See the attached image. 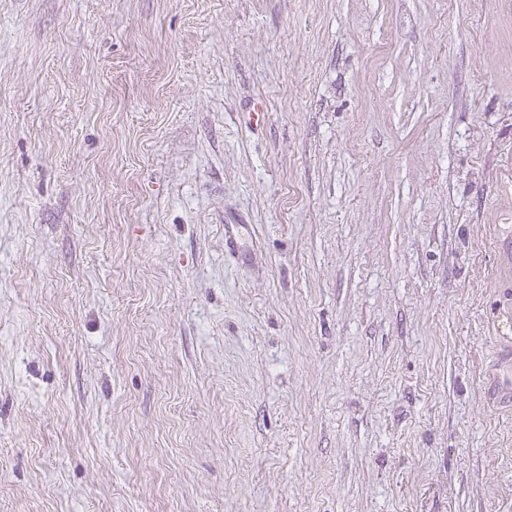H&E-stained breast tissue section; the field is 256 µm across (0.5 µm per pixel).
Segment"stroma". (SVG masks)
I'll return each mask as SVG.
<instances>
[{"mask_svg": "<svg viewBox=\"0 0 512 512\" xmlns=\"http://www.w3.org/2000/svg\"><path fill=\"white\" fill-rule=\"evenodd\" d=\"M503 224L512 0H0V512H512ZM498 315L501 336L497 341V363L492 381L501 390L502 395L506 396L508 400L510 398L512 400V307L509 303L502 304Z\"/></svg>", "mask_w": 512, "mask_h": 512, "instance_id": "35a3bbf8", "label": "stroma"}]
</instances>
